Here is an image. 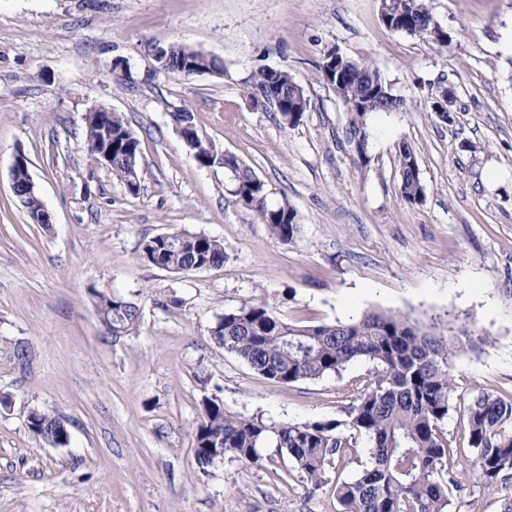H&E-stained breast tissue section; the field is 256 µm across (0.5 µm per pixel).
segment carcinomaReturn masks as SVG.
I'll list each match as a JSON object with an SVG mask.
<instances>
[{"mask_svg":"<svg viewBox=\"0 0 512 512\" xmlns=\"http://www.w3.org/2000/svg\"><path fill=\"white\" fill-rule=\"evenodd\" d=\"M390 14L411 20L412 28L430 29L435 17L427 0H384ZM172 72L183 74L189 59L209 61L203 50L171 44ZM339 64L348 81L341 102L350 114V132L361 134L356 151L366 157V118L373 112L403 107L384 98L388 85L373 63L341 55ZM288 96L279 114L297 124L311 108L301 85L286 70L260 68L248 84L247 97L262 108L265 100ZM86 146L96 158L106 140H112V171L127 184L130 194L140 190V141L123 116L105 107L86 117ZM186 145L201 167L221 165L229 175L233 196L251 209L259 221L283 242L297 236V213L288 204L271 207L265 182L233 154H220L189 127ZM202 151H197V148ZM399 193L410 204L425 198L415 149L402 143L397 154ZM140 259L161 269L194 272L224 264V245L204 233L161 234L144 241ZM96 309L114 336L133 332L140 309L121 297L97 294ZM215 343L233 353L256 373L280 384L320 379L340 372L347 364L368 359L377 371L355 384L354 402L346 418L304 424L268 423L258 416L242 417L224 410L217 398H204L197 423L195 462L200 471L211 466L209 448L222 446L224 456L246 464L276 463L288 459L303 479L318 489L327 468L356 455L358 439L370 443L371 461L352 479L336 483L339 512H447L449 493L461 492L456 471L449 464L452 448L442 431L456 409L452 359L462 339L475 335L463 323L457 336H438L425 323L399 311H371L348 322L298 325L285 321L263 302H246L227 312L211 330ZM467 445L482 482L491 486L512 477V399L483 390L474 391L463 407ZM58 416L35 409L29 428L50 445H64L68 437L51 425Z\"/></svg>","mask_w":512,"mask_h":512,"instance_id":"cac0c4a2","label":"carcinoma"}]
</instances>
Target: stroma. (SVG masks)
<instances>
[{
	"mask_svg": "<svg viewBox=\"0 0 512 512\" xmlns=\"http://www.w3.org/2000/svg\"><path fill=\"white\" fill-rule=\"evenodd\" d=\"M450 46L387 29L381 0H0V512H338L328 468L313 489L289 463L194 459L202 401L276 423L341 419L366 360L294 385L263 378L211 330L262 301L288 322L346 321L370 309L413 313L451 336L461 323L492 346L453 359L458 398H512V0H430ZM206 51L223 74L184 77L155 50ZM331 48L371 60L396 112L366 120L368 153L346 139L349 114L317 67ZM260 66L292 74L311 101L296 125L253 105ZM451 89L447 120L430 104ZM121 113L141 141L138 194L91 159L84 117ZM188 111L217 151L236 155L288 204L289 243L237 202L223 168L188 153L173 113ZM419 157L423 203L398 193L395 154ZM51 215L31 223L10 186L16 154ZM204 233L221 267L175 273L144 263V240ZM141 309L112 336L96 294ZM53 411L69 440L28 426ZM466 489L460 512H500L512 479H477L459 412L443 424ZM31 418H28L29 428L39 436L44 442L50 445H64L68 442V434L57 430H51L52 424L62 422L58 416L47 411L34 409Z\"/></svg>",
	"mask_w": 512,
	"mask_h": 512,
	"instance_id": "obj_1",
	"label": "stroma"
}]
</instances>
